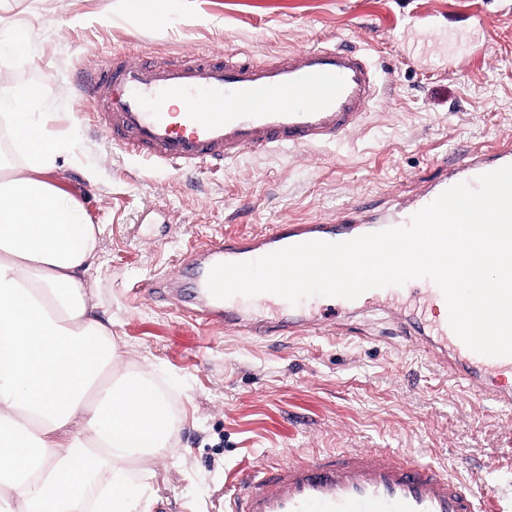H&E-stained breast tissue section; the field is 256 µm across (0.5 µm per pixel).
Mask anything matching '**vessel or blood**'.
Segmentation results:
<instances>
[{"mask_svg": "<svg viewBox=\"0 0 512 512\" xmlns=\"http://www.w3.org/2000/svg\"><path fill=\"white\" fill-rule=\"evenodd\" d=\"M381 89L380 72L356 48L322 43L259 63L235 51L216 58L200 53L156 62L112 56L81 84L91 116L125 154L150 168L179 171L220 168L240 155L335 143L357 129ZM512 164V138L489 149L465 151L443 163L422 188L379 210L351 207L328 224H271L251 235H221L190 245V259L205 257L198 271L199 300L181 305L166 277L132 287L135 297L177 304L199 327L224 326L258 339L295 336L332 322L336 306L315 300L291 304L262 293L213 297L212 266L244 262L309 241L342 242L409 223L444 190L475 184L479 175ZM366 298L398 300L389 321L396 335L414 342L478 398L512 406V387L488 388V375L512 370V356L490 357L469 349L448 320L430 322L429 307L444 303L428 283L419 292L402 286L366 291ZM225 512H497L495 496L475 495L466 481L430 463L393 450L340 453L261 464L242 475L224 502Z\"/></svg>", "mask_w": 512, "mask_h": 512, "instance_id": "obj_1", "label": "vessel or blood"}]
</instances>
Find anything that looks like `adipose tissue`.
Returning a JSON list of instances; mask_svg holds the SVG:
<instances>
[{
	"label": "adipose tissue",
	"instance_id": "adipose-tissue-1",
	"mask_svg": "<svg viewBox=\"0 0 512 512\" xmlns=\"http://www.w3.org/2000/svg\"><path fill=\"white\" fill-rule=\"evenodd\" d=\"M17 89L0 159V512H143L125 472L168 453L171 420L145 372L116 376L117 344L86 284L97 229L52 173L60 145Z\"/></svg>",
	"mask_w": 512,
	"mask_h": 512
}]
</instances>
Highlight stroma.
I'll list each match as a JSON object with an SVG mask.
<instances>
[{
	"mask_svg": "<svg viewBox=\"0 0 512 512\" xmlns=\"http://www.w3.org/2000/svg\"><path fill=\"white\" fill-rule=\"evenodd\" d=\"M157 8L163 21L145 26ZM322 42L366 49L379 68L361 128L325 146L247 152L218 172L134 161L91 124L77 90L114 54L268 60ZM26 78L61 142L53 178L98 229L86 276L98 313L177 420L172 452L131 473L149 512H224L238 470L346 448L435 464L512 512V407L449 380L391 334L386 308L356 310L359 338L315 328L259 342L128 295L163 273L193 288L188 241L384 206L443 159L512 136V0H0V92Z\"/></svg>",
	"mask_w": 512,
	"mask_h": 512,
	"instance_id": "stroma-1",
	"label": "stroma"
}]
</instances>
